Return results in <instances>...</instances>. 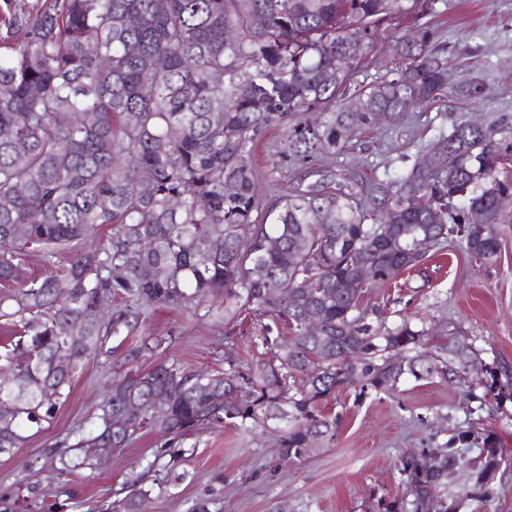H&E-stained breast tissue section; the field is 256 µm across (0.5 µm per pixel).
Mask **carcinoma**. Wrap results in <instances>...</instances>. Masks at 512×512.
Masks as SVG:
<instances>
[{"label": "carcinoma", "mask_w": 512, "mask_h": 512, "mask_svg": "<svg viewBox=\"0 0 512 512\" xmlns=\"http://www.w3.org/2000/svg\"><path fill=\"white\" fill-rule=\"evenodd\" d=\"M432 3L3 0L0 238L13 251L0 254V282L13 291L0 296V314L18 317L15 351L27 361L0 386V455L52 417L107 338L139 331L145 305L182 307L220 292L226 324L249 318L270 358L221 375L177 363L129 370L108 385L96 430L51 451L55 475L95 470L97 449L126 447L155 413L172 447L202 426L264 431L275 421L280 458L293 463L335 437L336 418L320 405L341 389L459 378L478 361L457 333L390 324L386 308L362 299L418 268L425 245L458 241L481 261L497 256L499 226L512 224V210L498 206L512 195V126L456 121L428 149L429 164L417 158L396 180L336 167L382 111L395 127L416 109L431 125L428 108L448 94V55L430 28L398 42L378 80L354 81L375 62L382 25L428 15ZM271 131L283 133L273 155L302 168L280 190L279 168L264 174L252 162ZM100 226L112 228L107 246L77 250ZM33 248L70 255L29 278L23 261ZM361 262L375 279L352 291ZM110 295L122 303L100 320L96 303ZM431 336L433 355L420 351ZM478 440L475 459L453 447ZM501 460L478 428L403 460L413 512H457L438 489L464 466L490 497ZM140 482L131 481L121 512H140Z\"/></svg>", "instance_id": "obj_1"}]
</instances>
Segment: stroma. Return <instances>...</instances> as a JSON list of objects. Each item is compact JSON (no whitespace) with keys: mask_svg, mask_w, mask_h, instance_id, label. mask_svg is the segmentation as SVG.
<instances>
[{"mask_svg":"<svg viewBox=\"0 0 512 512\" xmlns=\"http://www.w3.org/2000/svg\"><path fill=\"white\" fill-rule=\"evenodd\" d=\"M420 26L430 27L435 40L448 45L449 85L476 76L487 94L434 104L437 117L430 126L407 122L364 136L350 153L337 157V164L369 165L395 178L400 153L418 154L440 132L450 131L454 120L512 123V0H436L431 16H399L378 40L379 65L359 72L358 83L377 80L382 62L392 56L393 37ZM363 303L386 306L393 322L448 321L478 350L482 368L469 371L459 384L438 375H407L392 392L357 385L343 389L326 406L337 419L335 437L291 465L279 464L268 438L227 425L187 436L184 455L169 468L157 459L166 436L153 425L96 470L54 482L39 461L57 442L93 431L90 417L107 382L123 373L125 354L138 342L134 336H113L101 354L85 361L49 423L0 456V495L36 485L42 499L29 502V512H41L44 503L52 512H112L117 493L141 474L150 491L145 512H194L201 502L210 512H384L386 504L405 498L404 457L478 427L503 450L491 481L493 497L474 496L467 468L455 473L444 494L459 501V512H512V395L489 390L491 381L512 380V225H501L500 251L493 260L477 261L459 244L431 248L420 268L365 294ZM145 317L143 331L158 344L140 359L139 370L165 362L220 371L228 362L260 357L252 326L242 325L226 338L224 310L213 300L189 310L150 307Z\"/></svg>","mask_w":512,"mask_h":512,"instance_id":"35a3bbf8","label":"stroma"}]
</instances>
